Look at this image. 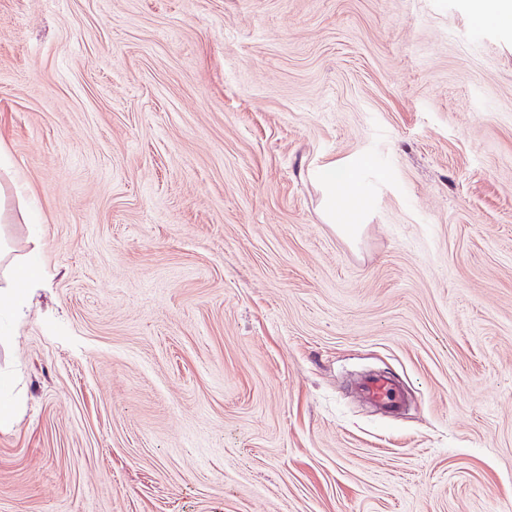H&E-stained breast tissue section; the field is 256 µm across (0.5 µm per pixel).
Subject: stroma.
Masks as SVG:
<instances>
[{"label":"stroma","mask_w":512,"mask_h":512,"mask_svg":"<svg viewBox=\"0 0 512 512\" xmlns=\"http://www.w3.org/2000/svg\"><path fill=\"white\" fill-rule=\"evenodd\" d=\"M0 150L48 273L0 307V512H512V23L0 0ZM319 181L325 189L324 196V211L328 223L336 224L345 232L352 233L355 230V225L346 224L349 221L336 213V197L347 199L352 196L353 181L350 175L340 171V166L336 161L325 164L320 173ZM362 391L371 400L394 409L399 406L400 395L391 380L385 376H373L362 383Z\"/></svg>","instance_id":"obj_1"}]
</instances>
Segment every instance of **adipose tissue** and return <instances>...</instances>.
Wrapping results in <instances>:
<instances>
[{"mask_svg": "<svg viewBox=\"0 0 512 512\" xmlns=\"http://www.w3.org/2000/svg\"><path fill=\"white\" fill-rule=\"evenodd\" d=\"M319 180L325 189L324 211L328 223L344 226L346 232H353V225L336 212L337 199H347L352 195L351 176L332 161L322 167ZM44 271V258L39 250L12 255L9 241L0 230V303L8 302L16 308H23L28 288L41 284Z\"/></svg>", "mask_w": 512, "mask_h": 512, "instance_id": "1", "label": "adipose tissue"}]
</instances>
